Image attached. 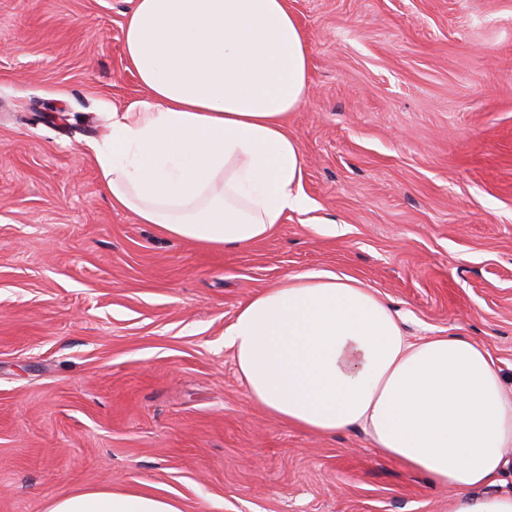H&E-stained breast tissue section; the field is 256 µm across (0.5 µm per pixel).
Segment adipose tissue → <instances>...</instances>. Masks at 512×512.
<instances>
[{
    "instance_id": "1",
    "label": "adipose tissue",
    "mask_w": 512,
    "mask_h": 512,
    "mask_svg": "<svg viewBox=\"0 0 512 512\" xmlns=\"http://www.w3.org/2000/svg\"><path fill=\"white\" fill-rule=\"evenodd\" d=\"M127 66L145 99L112 113L90 149L114 205L211 249L272 236L308 203L288 118L305 100L309 55L286 0H131ZM250 399L290 426L358 427L380 453L454 490L448 512H512L494 486L512 447V389L467 336L406 337L357 279L284 277L224 332ZM48 512H183L173 497L101 488Z\"/></svg>"
}]
</instances>
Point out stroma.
I'll use <instances>...</instances> for the list:
<instances>
[{"label": "stroma", "mask_w": 512, "mask_h": 512, "mask_svg": "<svg viewBox=\"0 0 512 512\" xmlns=\"http://www.w3.org/2000/svg\"><path fill=\"white\" fill-rule=\"evenodd\" d=\"M129 8L0 0V512L104 487L184 512H448L365 431L253 403L224 332L283 277L331 272L512 378V0H288L311 208L220 251L114 207L87 151L146 96Z\"/></svg>", "instance_id": "35a3bbf8"}]
</instances>
